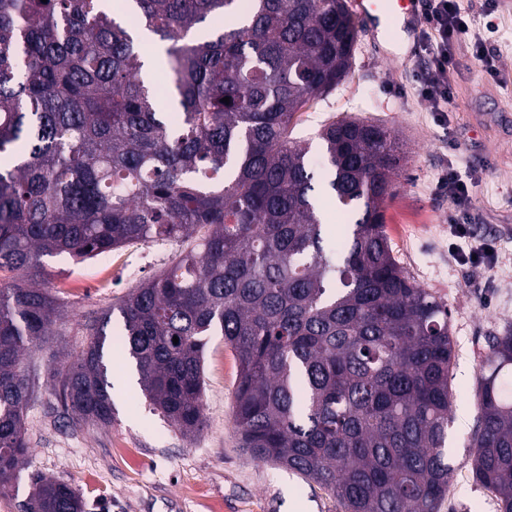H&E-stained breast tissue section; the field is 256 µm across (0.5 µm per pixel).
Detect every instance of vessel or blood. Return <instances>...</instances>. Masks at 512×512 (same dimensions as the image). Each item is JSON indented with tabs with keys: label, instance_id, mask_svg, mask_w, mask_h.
<instances>
[{
	"label": "vessel or blood",
	"instance_id": "vessel-or-blood-1",
	"mask_svg": "<svg viewBox=\"0 0 512 512\" xmlns=\"http://www.w3.org/2000/svg\"><path fill=\"white\" fill-rule=\"evenodd\" d=\"M420 0H349L351 12L359 18L372 40H379L390 22L400 23L410 40H417Z\"/></svg>",
	"mask_w": 512,
	"mask_h": 512
}]
</instances>
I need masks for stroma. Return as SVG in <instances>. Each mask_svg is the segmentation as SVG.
Wrapping results in <instances>:
<instances>
[{
    "instance_id": "stroma-1",
    "label": "stroma",
    "mask_w": 512,
    "mask_h": 512,
    "mask_svg": "<svg viewBox=\"0 0 512 512\" xmlns=\"http://www.w3.org/2000/svg\"><path fill=\"white\" fill-rule=\"evenodd\" d=\"M502 84L488 83L468 50L452 73L454 111L438 114L418 97L417 57L386 55L385 43L359 34L348 77L302 113L298 136L319 159L315 132L332 119L360 117L391 128L405 157L385 207L386 232L401 267L448 308L454 352V400L448 422L453 467L440 512H498L493 491L475 482L468 443L478 417L475 396L488 339L512 326V0H498ZM476 174L470 192L477 221L465 236L448 224L452 207L433 186L449 163ZM480 241L496 245L492 266L461 263ZM185 242L133 244L84 261L44 258L63 314L23 367L34 382L25 420L30 465L0 494V512H25L31 477L44 475L80 494L85 512H343L319 485L284 467L252 459L239 446L234 395L239 361L221 334L204 349L203 427L184 437L144 398L127 360L112 373L116 414L103 427L76 422L55 398L56 369L76 360L93 317L143 280L174 265Z\"/></svg>"
}]
</instances>
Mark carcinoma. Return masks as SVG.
Returning <instances> with one entry per match:
<instances>
[{
    "label": "carcinoma",
    "mask_w": 512,
    "mask_h": 512,
    "mask_svg": "<svg viewBox=\"0 0 512 512\" xmlns=\"http://www.w3.org/2000/svg\"><path fill=\"white\" fill-rule=\"evenodd\" d=\"M212 16L223 27L193 37ZM357 37L346 0H0V272L14 274L0 281V491L27 464L23 354L61 316L42 258L195 237L117 306V350L154 408L201 430L204 337L218 330L240 364L249 455L344 512H439L453 341L448 308L385 232L398 138L332 120L316 168L293 137L348 74ZM156 49L175 114L145 73ZM330 205L344 218L332 244ZM110 318L58 369L55 395L79 422L112 424ZM476 397L472 471L512 512L511 328L489 338ZM31 486L25 512H84L65 484Z\"/></svg>",
    "instance_id": "obj_1"
}]
</instances>
